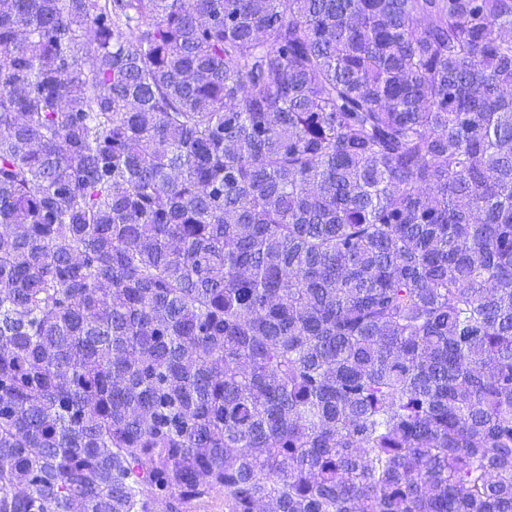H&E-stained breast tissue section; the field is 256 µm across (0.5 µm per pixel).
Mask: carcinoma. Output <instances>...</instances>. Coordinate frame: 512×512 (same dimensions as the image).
Wrapping results in <instances>:
<instances>
[{
  "label": "carcinoma",
  "mask_w": 512,
  "mask_h": 512,
  "mask_svg": "<svg viewBox=\"0 0 512 512\" xmlns=\"http://www.w3.org/2000/svg\"><path fill=\"white\" fill-rule=\"evenodd\" d=\"M512 512V0H0V512Z\"/></svg>",
  "instance_id": "carcinoma-1"
}]
</instances>
